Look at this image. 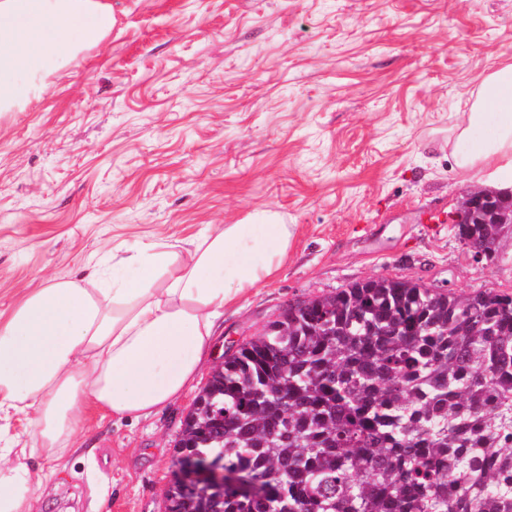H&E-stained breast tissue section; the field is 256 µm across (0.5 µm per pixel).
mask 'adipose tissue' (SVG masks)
Instances as JSON below:
<instances>
[{
    "label": "adipose tissue",
    "mask_w": 512,
    "mask_h": 512,
    "mask_svg": "<svg viewBox=\"0 0 512 512\" xmlns=\"http://www.w3.org/2000/svg\"><path fill=\"white\" fill-rule=\"evenodd\" d=\"M112 14L95 0H0V110L70 56L73 30L97 40ZM471 168L495 160L512 178V65L488 75L463 131ZM291 231L267 215L210 224L188 242H138L113 255L111 270L87 266L75 280L27 293L0 313V412L29 418L34 443L57 462L92 409L137 420L179 398L209 356L224 308L269 281L288 255ZM0 512H30L43 467L5 464Z\"/></svg>",
    "instance_id": "adipose-tissue-1"
}]
</instances>
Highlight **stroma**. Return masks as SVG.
Here are the masks:
<instances>
[{
    "label": "stroma",
    "instance_id": "obj_1",
    "mask_svg": "<svg viewBox=\"0 0 512 512\" xmlns=\"http://www.w3.org/2000/svg\"><path fill=\"white\" fill-rule=\"evenodd\" d=\"M112 28L0 112V311L136 242L277 214L288 256L224 310L192 387L136 421L91 413L34 512H164L182 421L288 305L385 276L512 294V231L475 262L449 213L512 0H102Z\"/></svg>",
    "mask_w": 512,
    "mask_h": 512
}]
</instances>
